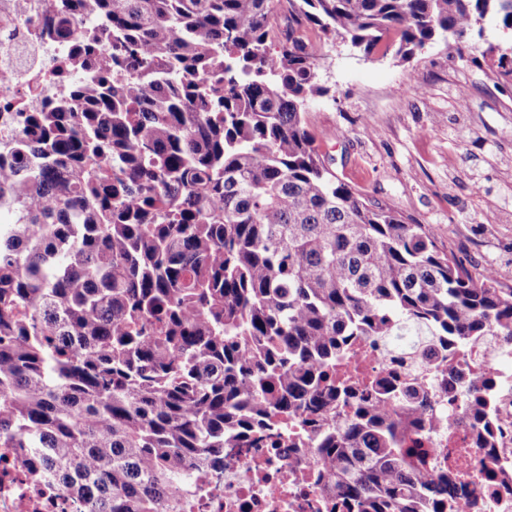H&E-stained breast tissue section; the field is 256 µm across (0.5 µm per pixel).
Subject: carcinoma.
<instances>
[{
    "instance_id": "cac0c4a2",
    "label": "carcinoma",
    "mask_w": 512,
    "mask_h": 512,
    "mask_svg": "<svg viewBox=\"0 0 512 512\" xmlns=\"http://www.w3.org/2000/svg\"><path fill=\"white\" fill-rule=\"evenodd\" d=\"M54 0L93 14L41 112H0V447L86 512H181L229 448L294 420L343 512H458L460 481L412 446L451 420L395 373L339 371L359 342L429 358L512 347V288L424 224L361 199L305 126L340 39L403 61L462 44L512 0ZM483 63L512 84V44ZM462 417L494 450L495 397Z\"/></svg>"
}]
</instances>
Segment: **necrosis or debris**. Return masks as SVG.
Returning <instances> with one entry per match:
<instances>
[{
    "label": "necrosis or debris",
    "mask_w": 512,
    "mask_h": 512,
    "mask_svg": "<svg viewBox=\"0 0 512 512\" xmlns=\"http://www.w3.org/2000/svg\"><path fill=\"white\" fill-rule=\"evenodd\" d=\"M47 6V0H0V112L41 111L64 86L59 70L73 46L54 38L45 21ZM511 355L494 341L472 345L464 354L470 379L500 382L504 373L498 362ZM399 368L424 384L433 412L456 413L455 403L437 385L439 368L433 361L408 358ZM496 414L503 434L494 460L474 447L470 427L459 421L423 438L428 469L458 468L466 484L459 497L465 512H512V494L494 482L500 467L512 463V402L498 400ZM328 482L311 448L288 455L246 448L225 459L223 469L196 481L185 512H321ZM0 512H82V507L56 483L35 478L17 449L0 448Z\"/></svg>",
    "instance_id": "obj_1"
}]
</instances>
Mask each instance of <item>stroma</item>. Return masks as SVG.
I'll list each match as a JSON object with an SVG mask.
<instances>
[{
    "mask_svg": "<svg viewBox=\"0 0 512 512\" xmlns=\"http://www.w3.org/2000/svg\"><path fill=\"white\" fill-rule=\"evenodd\" d=\"M503 38L493 26L467 46L438 43L402 64L343 42L317 68L326 95L307 128L333 174L366 200L438 231L471 272L512 287V85L475 56ZM465 100H458V93Z\"/></svg>",
    "mask_w": 512,
    "mask_h": 512,
    "instance_id": "stroma-1",
    "label": "stroma"
}]
</instances>
